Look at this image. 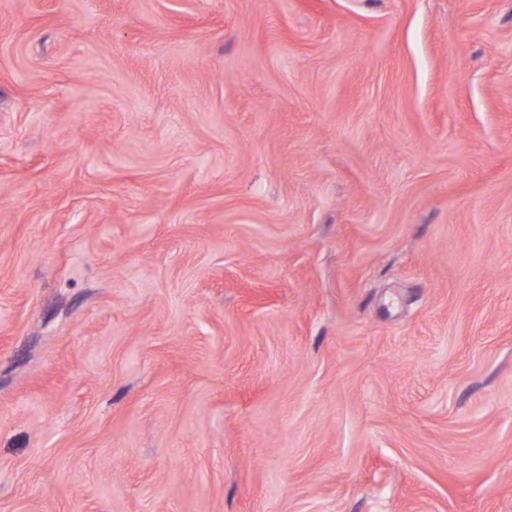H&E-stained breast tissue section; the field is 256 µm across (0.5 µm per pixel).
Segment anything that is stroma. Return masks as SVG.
<instances>
[{
  "mask_svg": "<svg viewBox=\"0 0 512 512\" xmlns=\"http://www.w3.org/2000/svg\"><path fill=\"white\" fill-rule=\"evenodd\" d=\"M0 512H512V0H0Z\"/></svg>",
  "mask_w": 512,
  "mask_h": 512,
  "instance_id": "stroma-1",
  "label": "stroma"
}]
</instances>
